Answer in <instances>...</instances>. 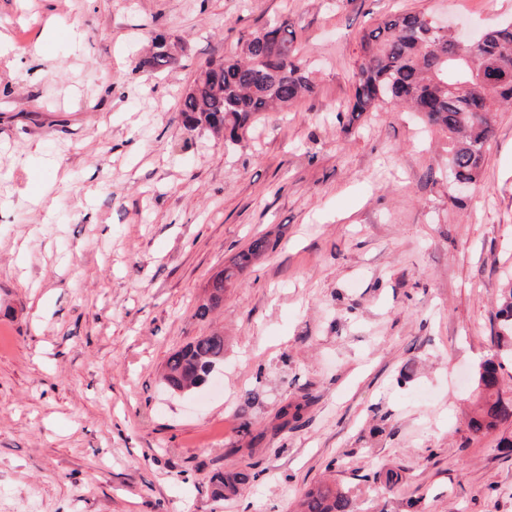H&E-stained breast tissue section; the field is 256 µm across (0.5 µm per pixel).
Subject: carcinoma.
<instances>
[{"mask_svg":"<svg viewBox=\"0 0 512 512\" xmlns=\"http://www.w3.org/2000/svg\"><path fill=\"white\" fill-rule=\"evenodd\" d=\"M140 62L161 73L179 62L166 41ZM512 25L485 32L479 39L477 64L466 58L457 36L442 31L438 20L421 12L389 15L363 32L349 105L352 118L390 104L417 113L423 122L448 138L451 188L479 179L485 150L494 133L493 112L512 105ZM314 92L303 72L293 25L285 19L245 39L220 61L210 63L182 96L180 112L189 131L221 134L234 144L263 114L285 108ZM273 249L265 237L253 239L232 266L208 285L206 300L195 316L205 319L224 301L225 284ZM494 347L477 373L481 399L468 431L478 436L512 421V399L498 389L503 362L512 361V287L503 289L494 315ZM224 363V334L213 331L170 354L163 384L174 393L207 384ZM246 470L218 472L214 494L225 498L248 483ZM303 512H357L350 492L321 485L305 496Z\"/></svg>","mask_w":512,"mask_h":512,"instance_id":"1","label":"carcinoma"}]
</instances>
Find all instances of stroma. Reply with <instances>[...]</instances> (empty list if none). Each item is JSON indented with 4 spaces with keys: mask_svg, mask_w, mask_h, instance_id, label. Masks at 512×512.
<instances>
[{
    "mask_svg": "<svg viewBox=\"0 0 512 512\" xmlns=\"http://www.w3.org/2000/svg\"><path fill=\"white\" fill-rule=\"evenodd\" d=\"M398 10L512 23V0H0V512H298L326 479L358 512H512V423L467 430L512 284V109L460 202L439 131L352 119L360 37ZM281 17L314 93L231 147L186 130L200 69ZM158 36L185 51L152 75ZM215 329L214 378L167 392ZM272 249L273 246L266 237L253 239L247 248L238 253L232 266L221 271L208 285V296L203 303L197 306L195 315L200 319L207 318L210 312L224 301L225 284L236 277L237 272L250 267ZM224 363V334L213 331L170 354L163 384L174 393H187L207 384ZM254 478L246 470H238L233 472H218L212 477L214 494L225 498L236 492L238 486L244 485Z\"/></svg>",
    "mask_w": 512,
    "mask_h": 512,
    "instance_id": "obj_1",
    "label": "stroma"
}]
</instances>
